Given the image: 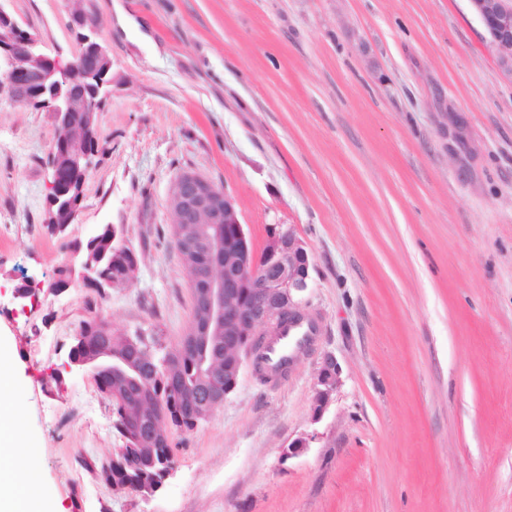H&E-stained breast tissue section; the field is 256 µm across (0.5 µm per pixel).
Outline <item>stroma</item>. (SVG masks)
I'll list each match as a JSON object with an SVG mask.
<instances>
[{
  "mask_svg": "<svg viewBox=\"0 0 512 512\" xmlns=\"http://www.w3.org/2000/svg\"><path fill=\"white\" fill-rule=\"evenodd\" d=\"M0 0L43 51L112 57L98 155L67 232L44 227L53 112L0 106V344L14 352L35 465L57 512H512V81L467 0ZM230 192L254 249L292 226L321 324L285 378L244 366L151 497L97 467L118 447L92 379L54 383L88 302L175 347L191 280L168 233L177 176ZM102 224L142 256L126 288L48 290ZM42 281L16 312L13 291ZM340 385L312 408L324 354ZM309 441L282 460L284 446Z\"/></svg>",
  "mask_w": 512,
  "mask_h": 512,
  "instance_id": "35a3bbf8",
  "label": "stroma"
}]
</instances>
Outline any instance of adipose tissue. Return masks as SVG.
Segmentation results:
<instances>
[{
    "label": "adipose tissue",
    "instance_id": "obj_1",
    "mask_svg": "<svg viewBox=\"0 0 512 512\" xmlns=\"http://www.w3.org/2000/svg\"><path fill=\"white\" fill-rule=\"evenodd\" d=\"M23 389L13 372L9 351L0 348V512H51L39 472L14 468L16 459L35 451L17 404Z\"/></svg>",
    "mask_w": 512,
    "mask_h": 512
}]
</instances>
